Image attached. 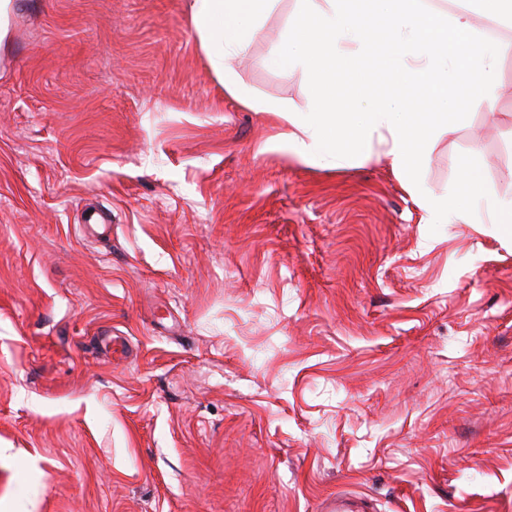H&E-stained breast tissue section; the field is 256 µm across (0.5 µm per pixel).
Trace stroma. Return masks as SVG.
Returning a JSON list of instances; mask_svg holds the SVG:
<instances>
[{"instance_id": "35a3bbf8", "label": "stroma", "mask_w": 512, "mask_h": 512, "mask_svg": "<svg viewBox=\"0 0 512 512\" xmlns=\"http://www.w3.org/2000/svg\"><path fill=\"white\" fill-rule=\"evenodd\" d=\"M275 0L230 60H264ZM0 42V512H512V242L431 232L383 155L293 160L225 93L188 0H11ZM495 111L439 137L512 198ZM373 509L366 496L332 494L322 503L325 512H369Z\"/></svg>"}]
</instances>
